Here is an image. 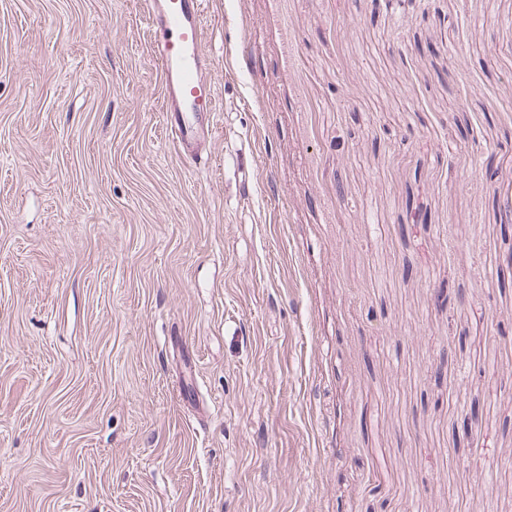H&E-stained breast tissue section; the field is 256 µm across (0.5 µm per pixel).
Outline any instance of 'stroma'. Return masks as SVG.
Masks as SVG:
<instances>
[{
    "label": "stroma",
    "instance_id": "obj_1",
    "mask_svg": "<svg viewBox=\"0 0 512 512\" xmlns=\"http://www.w3.org/2000/svg\"><path fill=\"white\" fill-rule=\"evenodd\" d=\"M145 9L0 0V512H512V0H208L196 154Z\"/></svg>",
    "mask_w": 512,
    "mask_h": 512
}]
</instances>
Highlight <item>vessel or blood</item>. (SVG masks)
Returning a JSON list of instances; mask_svg holds the SVG:
<instances>
[{
    "mask_svg": "<svg viewBox=\"0 0 512 512\" xmlns=\"http://www.w3.org/2000/svg\"><path fill=\"white\" fill-rule=\"evenodd\" d=\"M205 4L206 0H147L164 85L161 110L170 135L186 151L210 130L219 110L215 87L203 75L211 64L205 50Z\"/></svg>",
    "mask_w": 512,
    "mask_h": 512,
    "instance_id": "obj_1",
    "label": "vessel or blood"
}]
</instances>
